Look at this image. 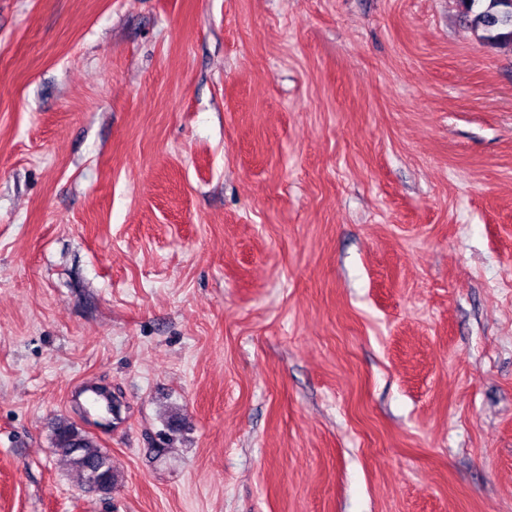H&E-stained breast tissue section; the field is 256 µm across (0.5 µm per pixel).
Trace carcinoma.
Returning a JSON list of instances; mask_svg holds the SVG:
<instances>
[{
	"instance_id": "carcinoma-1",
	"label": "carcinoma",
	"mask_w": 512,
	"mask_h": 512,
	"mask_svg": "<svg viewBox=\"0 0 512 512\" xmlns=\"http://www.w3.org/2000/svg\"><path fill=\"white\" fill-rule=\"evenodd\" d=\"M470 24L482 31V39L494 46L512 47V0H461ZM55 447L88 482L92 471L99 472V490L109 491L116 481L110 457L100 448L95 437L79 430L68 421L57 424Z\"/></svg>"
}]
</instances>
